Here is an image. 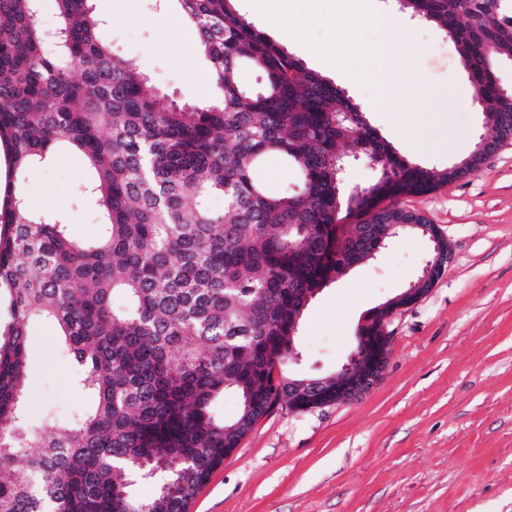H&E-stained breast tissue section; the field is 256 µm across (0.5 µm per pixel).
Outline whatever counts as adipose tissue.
Wrapping results in <instances>:
<instances>
[{"label":"adipose tissue","instance_id":"adipose-tissue-1","mask_svg":"<svg viewBox=\"0 0 512 512\" xmlns=\"http://www.w3.org/2000/svg\"><path fill=\"white\" fill-rule=\"evenodd\" d=\"M313 10L285 11L267 21L270 29L291 38L315 25L324 26L329 39L319 56L338 71H347L354 79H368L387 86L394 72L404 70L401 52L408 42V31L395 16L378 10L372 0H317ZM379 30L380 40L370 52L359 49L361 34Z\"/></svg>","mask_w":512,"mask_h":512}]
</instances>
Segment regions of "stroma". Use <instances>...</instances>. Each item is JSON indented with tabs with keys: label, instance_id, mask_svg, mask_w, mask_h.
<instances>
[{
	"label": "stroma",
	"instance_id": "obj_1",
	"mask_svg": "<svg viewBox=\"0 0 512 512\" xmlns=\"http://www.w3.org/2000/svg\"><path fill=\"white\" fill-rule=\"evenodd\" d=\"M99 36L162 91L203 104L215 88L196 37L173 25L176 0H92ZM415 47L414 73L446 90L397 112L389 92L327 72L307 47L325 28L311 27L286 48L310 69L328 74L366 111L368 123L400 154L443 169L468 156L484 134L474 89L446 33L404 17ZM423 143L422 151L408 147ZM83 158L59 147L24 178L37 214L62 215L70 236L102 232L99 209L84 191ZM401 207L424 215L447 235L452 258L418 302L397 313L388 363L380 379L352 401L312 411L279 410L260 419L199 491L189 512H512V140L475 173ZM430 252L420 235H402L374 259L351 269L315 296L295 339L289 370L307 377L336 373L356 345L363 316L407 288ZM28 421H64L91 398L49 321L28 327Z\"/></svg>",
	"mask_w": 512,
	"mask_h": 512
}]
</instances>
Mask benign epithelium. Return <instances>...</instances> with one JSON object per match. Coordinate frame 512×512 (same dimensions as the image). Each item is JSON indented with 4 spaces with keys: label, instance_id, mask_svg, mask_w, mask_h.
Listing matches in <instances>:
<instances>
[{
    "label": "benign epithelium",
    "instance_id": "1",
    "mask_svg": "<svg viewBox=\"0 0 512 512\" xmlns=\"http://www.w3.org/2000/svg\"><path fill=\"white\" fill-rule=\"evenodd\" d=\"M492 141L491 132L481 135L475 150L463 160L449 166L448 172L462 175L475 172L498 149V146L492 145ZM426 235L432 244L433 261L447 264L451 258V244L445 233L434 224L426 231ZM424 294L425 291L419 288H407L368 312L358 326L355 350L336 374L326 378L311 377L304 380L301 386H291V389L299 393L315 397L303 409L313 410L349 402L374 385L380 379L388 361V354L381 349L382 342L390 341L386 330L387 323L394 314L415 304ZM372 325L377 326L380 335L364 334Z\"/></svg>",
    "mask_w": 512,
    "mask_h": 512
}]
</instances>
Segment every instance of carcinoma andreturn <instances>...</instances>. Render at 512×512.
<instances>
[{"label":"carcinoma","mask_w":512,"mask_h":512,"mask_svg":"<svg viewBox=\"0 0 512 512\" xmlns=\"http://www.w3.org/2000/svg\"><path fill=\"white\" fill-rule=\"evenodd\" d=\"M91 0H56L57 45L38 0H0V512H189L253 425L288 400L298 298H314L371 258L375 224H426L400 199L453 179L421 167L367 122L361 106L274 44L234 0H178L217 91L180 104L98 35ZM400 9L444 30L480 100L483 122L512 139V101L494 81L512 57V0H407ZM260 77L255 85L246 72ZM66 145L92 173L103 234L80 243L59 218L32 213L26 171ZM373 164L343 182L344 149ZM276 161L292 187L270 193ZM224 197L212 211L207 198ZM348 236L336 245V226ZM116 296L121 307L113 306ZM53 322L80 366L92 406L67 424L34 426L27 327ZM240 401L224 420L215 404ZM164 478L155 496L131 476Z\"/></svg>","instance_id":"carcinoma-1"}]
</instances>
